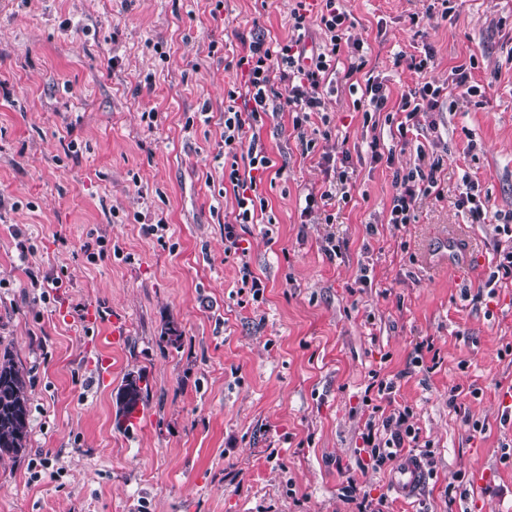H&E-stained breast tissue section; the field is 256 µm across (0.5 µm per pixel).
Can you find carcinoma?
<instances>
[{"label": "carcinoma", "mask_w": 512, "mask_h": 512, "mask_svg": "<svg viewBox=\"0 0 512 512\" xmlns=\"http://www.w3.org/2000/svg\"><path fill=\"white\" fill-rule=\"evenodd\" d=\"M143 377L127 375L115 396L116 416L128 421L145 403L148 387ZM30 405L24 370L10 351L0 353V460L23 452L29 442Z\"/></svg>", "instance_id": "1"}]
</instances>
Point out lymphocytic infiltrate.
I'll use <instances>...</instances> for the list:
<instances>
[{
    "mask_svg": "<svg viewBox=\"0 0 512 512\" xmlns=\"http://www.w3.org/2000/svg\"><path fill=\"white\" fill-rule=\"evenodd\" d=\"M317 22L325 31L329 43L321 52L308 54L305 37L310 22ZM354 22L350 12L342 8L339 0H320L312 6L309 0H298L291 12L292 35L286 42L268 40L263 32H254L244 55L235 64L243 82L231 85L226 93L224 106V180L233 190L236 208L235 222L224 227V254L240 260L242 287L260 291L262 282L251 271L244 258L234 231L235 224H254L260 211L266 210L267 201L259 193L262 176L270 170L274 161L268 154L261 138L260 129L265 116L289 107L293 114L295 131H303L312 115L327 109L323 93L325 82L336 68V58L341 45ZM350 73H363L364 85L356 107L362 108L365 121L384 115L386 122L395 123L399 136L420 128L422 119L428 118L439 105L445 92L444 86L425 81L402 92L396 114H388L385 84L380 76L364 71L362 64L354 63ZM246 148V155H239V148ZM323 165L332 171L333 178L318 191L305 197L303 215H311L322 203L332 199L336 190H349L352 183L349 150L323 152ZM440 160L428 166H415L407 173L396 175L397 192L392 199L388 221L392 224H410L416 218V208L424 198L438 194L437 174ZM376 398L389 405L388 413L380 419H367L361 434L363 449L373 468H384L393 462L406 448L420 445V431L409 422V411L395 407L394 382L372 380Z\"/></svg>",
    "mask_w": 512,
    "mask_h": 512,
    "instance_id": "lymphocytic-infiltrate-1",
    "label": "lymphocytic infiltrate"
}]
</instances>
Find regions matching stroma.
Segmentation results:
<instances>
[{
    "mask_svg": "<svg viewBox=\"0 0 512 512\" xmlns=\"http://www.w3.org/2000/svg\"><path fill=\"white\" fill-rule=\"evenodd\" d=\"M344 5L389 105L419 80L451 83L460 65L481 93L448 97L434 129L373 165L367 142L393 141L354 108L363 76H348L342 53L330 122L306 128L314 150L291 112L266 117L268 220L238 225L224 189L228 63L255 31L286 41L295 0H0V351L26 372L31 409L26 451L0 460V512H353L351 479L384 512H512V424L497 404L512 386V278L486 286L512 234L455 206L466 173L492 211L512 212V0H452L448 20L418 27L423 0ZM425 44V75L396 64ZM342 144L356 158L349 198L335 223L302 217L326 180L323 151ZM436 158L441 198L390 224L395 171ZM161 220L163 239L144 233ZM230 222L259 296L224 257ZM451 232L473 249L452 269L434 256ZM112 315L129 334L109 345ZM170 323L180 348L160 341ZM424 339L433 351L416 354ZM374 370L430 444L414 500L361 450ZM130 373L149 396L120 427L115 394Z\"/></svg>",
    "mask_w": 512,
    "mask_h": 512,
    "instance_id": "1",
    "label": "stroma"
}]
</instances>
